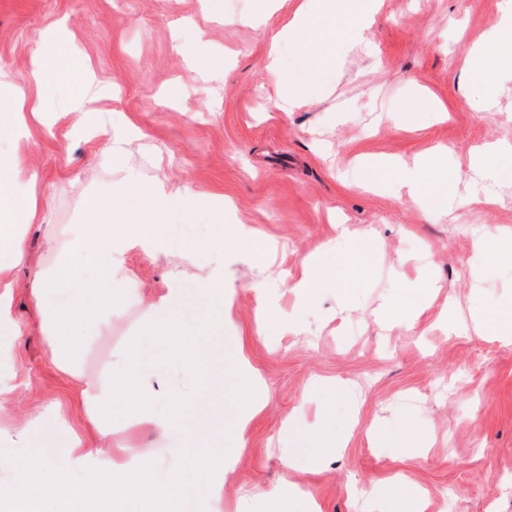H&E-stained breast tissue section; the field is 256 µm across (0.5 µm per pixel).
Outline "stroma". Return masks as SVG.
<instances>
[{
	"label": "stroma",
	"mask_w": 512,
	"mask_h": 512,
	"mask_svg": "<svg viewBox=\"0 0 512 512\" xmlns=\"http://www.w3.org/2000/svg\"><path fill=\"white\" fill-rule=\"evenodd\" d=\"M306 4L273 0L261 12L255 0H0V65L24 73L42 35L61 23L69 49L114 90L86 117L97 136L74 134L60 83L39 91L51 136L34 118L30 140L0 136V168L18 153L39 175L29 252L52 264L54 225L84 223L88 201L117 176L106 137L134 124L144 137L127 146L125 167L143 182L195 194L193 209L167 218L208 227L206 237L182 241L185 283L220 271L236 288L230 332L263 381L267 404L248 428L223 512H234L235 489H264L286 472L321 512H374L368 491L380 480L391 508L415 486L428 492V512H512V346L473 325L477 305L512 304V262H492L475 247L489 233L512 237V154L501 158L494 183L461 184L460 208L430 216L397 187L370 192L352 174L368 157L410 163L440 146L464 170L484 145L512 143V73L501 74L488 105L466 81L469 52L497 23L501 0H378L369 31L375 55L340 41L335 65L310 74L286 45L271 68V36ZM180 22L198 44L199 65L176 47ZM284 76L309 84L311 94L288 116L273 106ZM218 195L233 202L220 217ZM337 222L354 238L337 239ZM235 224L276 251L262 261L240 252L226 238ZM220 237L223 252L210 251ZM356 246L370 252L371 267L343 292L316 284L313 304L299 310L291 281L305 259L330 270ZM168 268V259L136 249L125 254L122 274L145 294L163 288ZM14 278L12 315L28 328L8 363L15 412L27 418L52 401L83 430L73 386L30 328L29 268ZM257 284L268 287L266 302ZM391 300L422 307L414 328L378 321ZM139 313L133 303L114 315L111 333L86 353L91 370L132 341ZM316 380L322 388L306 393ZM323 413L331 429L354 434L347 448L322 456L304 434ZM292 454L299 460L289 472Z\"/></svg>",
	"instance_id": "35a3bbf8"
}]
</instances>
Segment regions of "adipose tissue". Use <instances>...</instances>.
<instances>
[{"label":"adipose tissue","instance_id":"ef3b65f1","mask_svg":"<svg viewBox=\"0 0 512 512\" xmlns=\"http://www.w3.org/2000/svg\"><path fill=\"white\" fill-rule=\"evenodd\" d=\"M375 14V0H311L306 11L272 37L268 57L276 59L285 41L306 58L309 70L335 64V57L321 54V47L340 37L360 39L364 48H371L364 32ZM62 44L54 32L37 48L38 55L59 56L55 72L35 64L20 78L0 68V89L15 102L13 115L0 121L5 130L28 134L27 113L44 109L32 89L46 81L76 76L66 110L79 118L101 97L95 73L83 68L76 55L65 53ZM508 68L512 69V0H504L493 33L471 52L469 81L485 89L498 71ZM510 152L512 145L492 143L466 174L450 169L444 153L410 165L374 158L361 166L360 173L370 189L395 184L436 211L450 207L459 183L494 178V160ZM37 181V173L20 157L13 160L9 177L0 176V363L9 360L11 342L22 333L10 317L12 274L29 262L22 228L37 214L36 199L30 194ZM134 194L162 197L166 191L163 184L148 186L134 173H126L105 194L92 198L85 223L65 228L52 242V250L79 257L81 266L68 263L49 271L39 267L33 274L29 297L38 331L50 349L54 369L76 385L91 434L80 436L55 405H47L36 419L43 435L41 447L30 449L28 462L15 465L7 479H0V512H41L42 501L49 498L57 512H121L131 501L137 512H197L203 494L217 510L224 502L228 476L246 446L249 423L266 404L262 381L244 356L239 336H228L221 352L196 340L203 333L224 331L235 292L225 288L223 278L210 274L188 288L181 271L173 268L159 295L141 297L128 287L121 275L126 252L137 247L150 257L171 253L169 240L158 229L164 212H155L153 225L136 223L124 205ZM134 297L141 308L140 337L173 346L184 367L187 388L168 395L164 413L158 412V396L149 383L158 366L143 358L139 344L113 352L103 371L90 374L81 365V351L91 341L90 328L110 330L114 310ZM228 373L242 399L229 416L206 414L189 399L192 391L223 388ZM145 433L153 437V447H141L139 438ZM62 434L67 437L63 444L58 441ZM227 434L234 444L224 448L219 441ZM61 444L65 453L55 454ZM85 461L91 464L85 482H71L70 470ZM261 498L271 502L274 512L317 509L297 486L284 481L258 494L238 495L236 512H255Z\"/></svg>","mask_w":512,"mask_h":512}]
</instances>
